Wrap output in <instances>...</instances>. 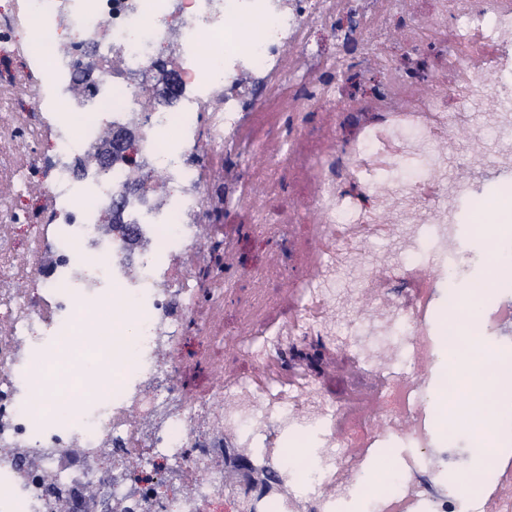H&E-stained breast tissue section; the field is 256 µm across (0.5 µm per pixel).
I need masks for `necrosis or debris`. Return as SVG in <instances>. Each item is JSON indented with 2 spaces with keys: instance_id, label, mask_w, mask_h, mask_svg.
Here are the masks:
<instances>
[{
  "instance_id": "4bbe7bcc",
  "label": "necrosis or debris",
  "mask_w": 512,
  "mask_h": 512,
  "mask_svg": "<svg viewBox=\"0 0 512 512\" xmlns=\"http://www.w3.org/2000/svg\"><path fill=\"white\" fill-rule=\"evenodd\" d=\"M431 16L405 0H350L355 23L333 0H12L0 7V512H238L224 481V434L246 449L283 494L257 497L255 512H512V401L490 400L499 414L491 478L479 490L450 492L448 468L484 454L480 434L463 446L435 447L430 394L455 393L452 373L425 369L443 353L474 360L478 346L433 321L440 297L460 308L461 294L485 284L431 275L435 253L460 234L448 198L474 194L475 173L501 169L483 129L512 132V0H435ZM74 34L65 38L62 25ZM436 33L440 65L425 77L410 111L388 103L410 72H395L370 95L338 106L359 64L383 59L393 32ZM328 31L333 52L313 50ZM294 51L302 68L283 72ZM176 72L170 102L135 83L155 61ZM493 91L497 107L474 129L462 106ZM99 101L110 126L84 110ZM337 111L346 135L323 145L322 112ZM137 157H113L114 128ZM468 130L458 141L457 130ZM50 141L52 156L40 145ZM279 154L250 164L267 142ZM437 144L449 155H430ZM428 155L425 172L391 207L378 171L398 156ZM455 157L466 172L448 179ZM158 193L130 198L125 223L112 200L131 180ZM266 183L278 196L256 195ZM25 207H18L19 199ZM241 208L224 223V208ZM319 214L310 224L307 214ZM276 245L277 272L254 280L288 289L286 314L259 317L252 333L224 341L208 335L206 304H256L240 279L198 251L209 237L221 251L243 230ZM399 241L398 252L360 265L371 245ZM482 334L512 339V279L483 309ZM205 338L216 358L198 368L210 381L189 396L179 354L187 336ZM350 355L377 373L361 412L337 404L293 361L296 347ZM314 433L312 465L284 454L288 434ZM395 439L394 477L385 493L366 494V475ZM108 443L127 469L85 464L79 448ZM179 473L190 498L167 496L163 475Z\"/></svg>"
}]
</instances>
